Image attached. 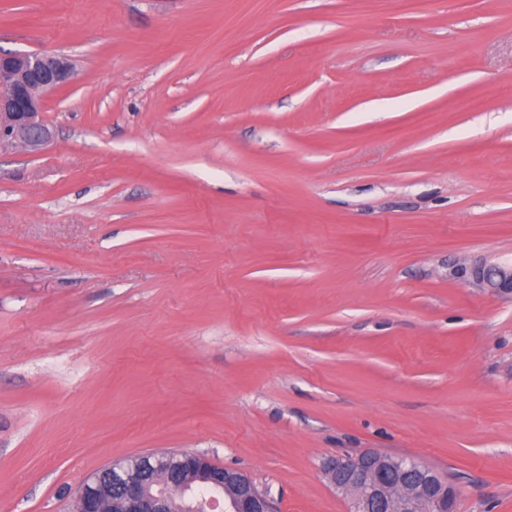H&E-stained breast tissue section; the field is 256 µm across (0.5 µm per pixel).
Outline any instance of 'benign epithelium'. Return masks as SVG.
<instances>
[{"instance_id": "1", "label": "benign epithelium", "mask_w": 512, "mask_h": 512, "mask_svg": "<svg viewBox=\"0 0 512 512\" xmlns=\"http://www.w3.org/2000/svg\"><path fill=\"white\" fill-rule=\"evenodd\" d=\"M74 68L61 55L0 53V148L42 152L52 131L42 118L45 98L68 83ZM457 275L498 296L512 297V265L475 262ZM336 493L350 497L353 512H454L456 490L429 467L375 450L338 455L323 463ZM210 509L275 512L272 498L243 474L193 452L114 459L93 473L76 495V512H196L200 489Z\"/></svg>"}]
</instances>
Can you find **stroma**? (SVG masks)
Returning a JSON list of instances; mask_svg holds the SVG:
<instances>
[{
  "label": "stroma",
  "mask_w": 512,
  "mask_h": 512,
  "mask_svg": "<svg viewBox=\"0 0 512 512\" xmlns=\"http://www.w3.org/2000/svg\"><path fill=\"white\" fill-rule=\"evenodd\" d=\"M66 55L0 149V512L189 451L349 512L373 449L512 512V0H0ZM457 275L470 284L498 296L512 297V265L475 262L457 269Z\"/></svg>",
  "instance_id": "1"
}]
</instances>
